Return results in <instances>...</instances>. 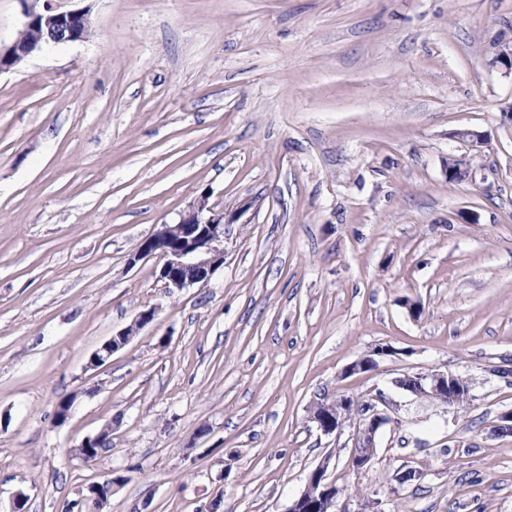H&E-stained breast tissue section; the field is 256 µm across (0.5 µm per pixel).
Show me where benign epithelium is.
I'll return each instance as SVG.
<instances>
[{"label": "benign epithelium", "mask_w": 512, "mask_h": 512, "mask_svg": "<svg viewBox=\"0 0 512 512\" xmlns=\"http://www.w3.org/2000/svg\"><path fill=\"white\" fill-rule=\"evenodd\" d=\"M42 7H37L38 2ZM25 22L22 35L8 46H0V74L17 68L31 56L48 47L83 41L92 30L90 9L87 7L59 10L51 0H23ZM209 196L200 195L180 216L176 223L163 224L154 234L141 240L128 257V264L158 257L162 264L157 279L169 291H180L194 285L204 286L213 274L224 266V225L235 218H227L222 210L208 205ZM156 308L141 310L131 325L120 330V336H134L156 318ZM115 337L103 342L89 357L88 364L98 367L117 351ZM397 351L388 344L374 346L368 355L349 364L344 374L365 372L378 366L380 360L392 357ZM416 389L413 395L421 399L447 404L453 400L448 388L464 390L471 395V386L459 387L456 374L447 370L431 369L413 374ZM351 406V398L337 395L332 400L317 403L311 412V420L324 434L330 435L342 428L341 415ZM361 422L354 438L349 466L354 470L367 468L374 457L376 438L382 427L390 422L384 409L374 404L364 406ZM331 457L327 456L307 476L303 491L293 500L287 512H337L340 498L339 487L328 480ZM115 484L92 483L86 488L84 502L91 508H99L105 497L112 494Z\"/></svg>", "instance_id": "7a95c632"}]
</instances>
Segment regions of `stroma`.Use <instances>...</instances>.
<instances>
[{"label": "stroma", "instance_id": "stroma-1", "mask_svg": "<svg viewBox=\"0 0 512 512\" xmlns=\"http://www.w3.org/2000/svg\"><path fill=\"white\" fill-rule=\"evenodd\" d=\"M79 2L89 38L0 74V512H64L115 471L103 512H286L326 457L349 512H512V435L490 433L512 409L491 372L512 360V0L56 5ZM203 193L240 218L210 282L172 293L127 257ZM380 343L396 356L345 375ZM435 368L467 408L394 384ZM339 392L387 397L363 471L355 426L310 419ZM156 308L149 307L141 310L131 325L120 330L117 334L103 342L89 357L88 364L92 367H98L108 361L112 354L117 351L114 336H135L146 325L152 323L156 318Z\"/></svg>", "mask_w": 512, "mask_h": 512}]
</instances>
